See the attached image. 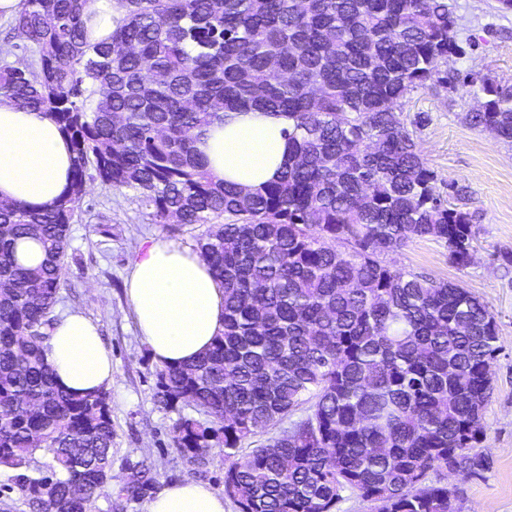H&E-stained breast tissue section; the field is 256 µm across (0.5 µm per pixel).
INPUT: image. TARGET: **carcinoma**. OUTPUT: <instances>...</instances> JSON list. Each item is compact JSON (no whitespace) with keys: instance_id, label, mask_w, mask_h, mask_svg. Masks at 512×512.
I'll list each match as a JSON object with an SVG mask.
<instances>
[{"instance_id":"obj_1","label":"carcinoma","mask_w":512,"mask_h":512,"mask_svg":"<svg viewBox=\"0 0 512 512\" xmlns=\"http://www.w3.org/2000/svg\"><path fill=\"white\" fill-rule=\"evenodd\" d=\"M91 2L21 0L22 42L0 44V99L46 110L74 154L61 199L0 204V468L32 512H89L112 479L108 393L63 390L44 354L76 203L97 178L156 224L205 227L224 331L157 371L156 397L204 417L180 418L174 444L197 465L224 448L239 512H333L343 491L375 512H448L449 461L484 467L470 450L496 320L461 285L387 261L428 238L470 265L476 216L439 194L401 120L407 95L447 85L440 66L461 54L448 0H117L96 43ZM19 51L25 70L7 61ZM477 81L470 122L512 144V86L463 77ZM248 109L288 118L292 148L256 191L214 177L197 149L224 112ZM21 239L41 245L38 267L18 262ZM41 452L48 475L32 467ZM153 485L135 466L117 498Z\"/></svg>"}]
</instances>
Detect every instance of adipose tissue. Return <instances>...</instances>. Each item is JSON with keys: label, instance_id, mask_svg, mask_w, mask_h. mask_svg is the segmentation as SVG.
<instances>
[{"label": "adipose tissue", "instance_id": "obj_1", "mask_svg": "<svg viewBox=\"0 0 512 512\" xmlns=\"http://www.w3.org/2000/svg\"><path fill=\"white\" fill-rule=\"evenodd\" d=\"M288 120L259 111H231L198 144L220 179L248 189L273 181L289 158ZM73 154L44 112L0 100V203L39 208L68 188ZM129 312L155 361L195 360L224 329V289L194 247L168 240L139 249L126 283ZM56 380L68 390L108 389L112 357L97 325L74 311L56 325L46 347ZM147 512H224V498L208 484L165 487Z\"/></svg>", "mask_w": 512, "mask_h": 512}]
</instances>
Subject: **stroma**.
Segmentation results:
<instances>
[{"instance_id":"obj_1","label":"stroma","mask_w":512,"mask_h":512,"mask_svg":"<svg viewBox=\"0 0 512 512\" xmlns=\"http://www.w3.org/2000/svg\"><path fill=\"white\" fill-rule=\"evenodd\" d=\"M458 17L464 55L450 58L447 86L413 91L402 107L417 147L436 175L440 193L449 185L466 190V207L477 215L473 262L454 265L444 243L414 238L390 253L397 267L434 280L461 284L494 314L500 346L491 362L492 389L485 407L484 435L474 451L483 469L463 478L444 479L460 512H512V146L495 139L467 119L478 107V89L460 75L477 72L512 86V13L495 0H450ZM202 229H175L153 223L133 192L94 188L79 205L70 226L56 316L81 311L98 326L112 355V480L92 512H146L147 497L116 503L113 494L131 467L146 464L156 489L175 482L202 481L224 489L229 461L212 449L205 465L190 464L172 440L175 423L193 416L191 407L169 408L155 397L158 364L139 336L129 313L125 278L142 242L168 239L195 245Z\"/></svg>"}]
</instances>
